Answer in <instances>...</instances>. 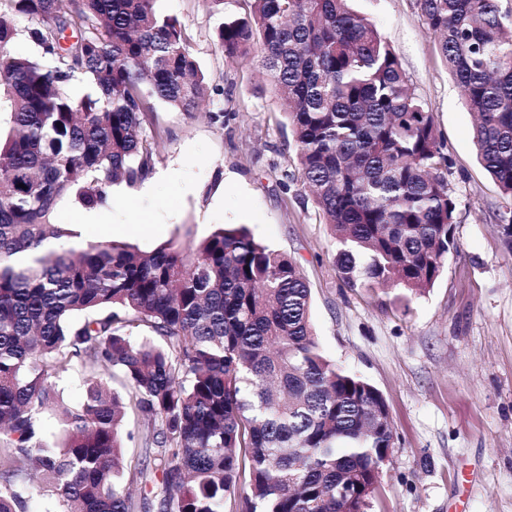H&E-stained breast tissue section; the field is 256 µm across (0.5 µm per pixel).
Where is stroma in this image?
<instances>
[{
	"label": "stroma",
	"instance_id": "stroma-1",
	"mask_svg": "<svg viewBox=\"0 0 512 512\" xmlns=\"http://www.w3.org/2000/svg\"><path fill=\"white\" fill-rule=\"evenodd\" d=\"M398 57L432 112L450 168L455 242L441 276L405 304L397 290L350 288L336 267L329 224L299 178L285 105L255 57L231 59L214 42L207 0H157L177 18L210 94L199 111L154 100L146 132L152 171L114 184L101 223L80 224L60 203L59 224L84 241L150 251L198 243L227 224L296 260L327 357L383 395L395 445L370 512H512V245L506 202L476 158L474 116L427 30L419 0H352Z\"/></svg>",
	"mask_w": 512,
	"mask_h": 512
}]
</instances>
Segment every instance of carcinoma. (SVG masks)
Wrapping results in <instances>:
<instances>
[{"mask_svg":"<svg viewBox=\"0 0 512 512\" xmlns=\"http://www.w3.org/2000/svg\"><path fill=\"white\" fill-rule=\"evenodd\" d=\"M156 0H0V512L33 484L53 512H369L395 433L377 388L322 352L297 261L227 225L197 246L76 242L62 201L92 210L154 164L149 98L193 112L208 95L189 37ZM218 15L229 58L257 51L288 105L303 183L331 224L344 283L434 286L456 204L434 118L388 42L348 0H244ZM477 114L480 163L512 203V15L496 0H420ZM27 21L19 29L16 18ZM21 35L35 56L11 51ZM85 76L91 91L71 96ZM84 400L45 436L56 380ZM156 448L122 482L124 403ZM140 486L135 498L131 485ZM85 371L80 363H74L67 375L57 383L59 408H72L82 402L85 390Z\"/></svg>","mask_w":512,"mask_h":512,"instance_id":"obj_1","label":"carcinoma"}]
</instances>
